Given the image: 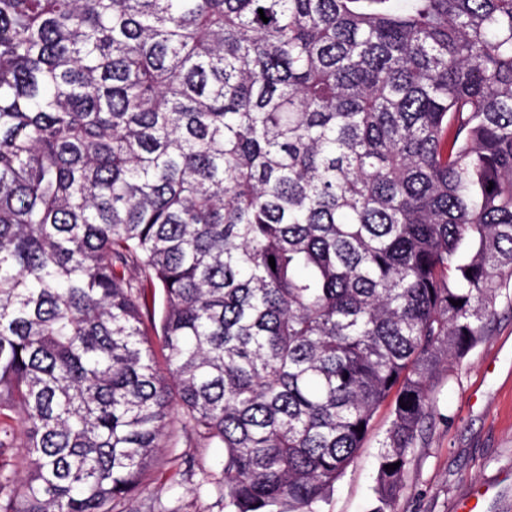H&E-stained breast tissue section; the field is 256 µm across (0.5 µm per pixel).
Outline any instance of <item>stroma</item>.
<instances>
[{
    "label": "stroma",
    "instance_id": "1",
    "mask_svg": "<svg viewBox=\"0 0 512 512\" xmlns=\"http://www.w3.org/2000/svg\"><path fill=\"white\" fill-rule=\"evenodd\" d=\"M433 396L435 419L413 451L397 512H455L470 493L481 495L483 512H512V302L498 304L487 334L436 380ZM389 423V409H381L356 462L317 512H374L380 443ZM184 454L181 448L162 451L130 501L131 512H144L155 498L178 502L184 512H224L213 491L223 475V449H194L191 476Z\"/></svg>",
    "mask_w": 512,
    "mask_h": 512
}]
</instances>
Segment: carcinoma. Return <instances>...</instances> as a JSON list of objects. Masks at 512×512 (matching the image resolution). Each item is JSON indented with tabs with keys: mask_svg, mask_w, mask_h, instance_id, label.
Here are the masks:
<instances>
[{
	"mask_svg": "<svg viewBox=\"0 0 512 512\" xmlns=\"http://www.w3.org/2000/svg\"><path fill=\"white\" fill-rule=\"evenodd\" d=\"M511 283L512 0H0V512H395ZM390 423L389 406L374 417L372 429L360 448L356 462L336 482L333 490L315 508L319 512H374L380 443ZM185 453L196 458L192 478L185 474ZM223 464L222 448H165L147 475L144 488L130 501V512H143L144 503L155 498L164 503L178 501L185 512H225L211 484L222 477Z\"/></svg>",
	"mask_w": 512,
	"mask_h": 512,
	"instance_id": "1",
	"label": "carcinoma"
}]
</instances>
